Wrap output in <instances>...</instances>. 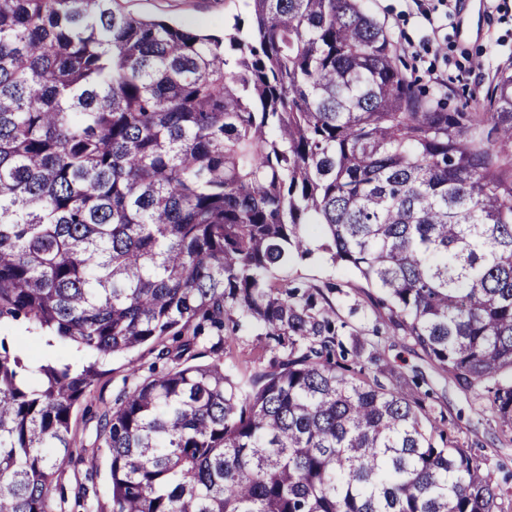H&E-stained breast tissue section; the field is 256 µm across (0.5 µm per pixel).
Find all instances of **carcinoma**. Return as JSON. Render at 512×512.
<instances>
[{"instance_id": "obj_1", "label": "carcinoma", "mask_w": 512, "mask_h": 512, "mask_svg": "<svg viewBox=\"0 0 512 512\" xmlns=\"http://www.w3.org/2000/svg\"><path fill=\"white\" fill-rule=\"evenodd\" d=\"M113 3L0 0V324L95 358L0 336V512H54L96 361L167 337L98 419L109 512H499L453 423L280 273L355 272L511 433L512 63L450 112L361 0H249L222 38ZM241 329L282 356L188 363ZM2 336H8V339L14 342L13 336H23V339L28 347V352L35 355L38 358H42L44 355L42 350L45 347V339L40 337L38 334L28 332L26 326L23 324H16L11 328L5 330Z\"/></svg>"}]
</instances>
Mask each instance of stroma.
Masks as SVG:
<instances>
[{"label":"stroma","mask_w":512,"mask_h":512,"mask_svg":"<svg viewBox=\"0 0 512 512\" xmlns=\"http://www.w3.org/2000/svg\"><path fill=\"white\" fill-rule=\"evenodd\" d=\"M116 5L133 16L168 19L194 32L219 33L225 22L248 15L246 0H117ZM364 5L390 34L400 69L417 88L442 98L449 107L471 103L498 67L512 62V0H364ZM288 275L320 289L346 347L357 348L364 358L379 353L396 376L416 378L418 391L427 395L434 410L453 419L460 446L473 449L493 476L512 472V440L501 437L482 387L459 386L431 364L412 338L393 329L378 289L321 254L293 266ZM158 353V347L146 345L113 356L103 367L92 394L72 415L75 454L87 455L96 447L99 408L147 377L159 362ZM271 356L249 331L229 337L224 346L225 361L234 362L243 373ZM59 483L66 512H77L73 497L80 486L97 494L101 504L110 502L106 465L91 470L65 463Z\"/></svg>","instance_id":"obj_1"}]
</instances>
